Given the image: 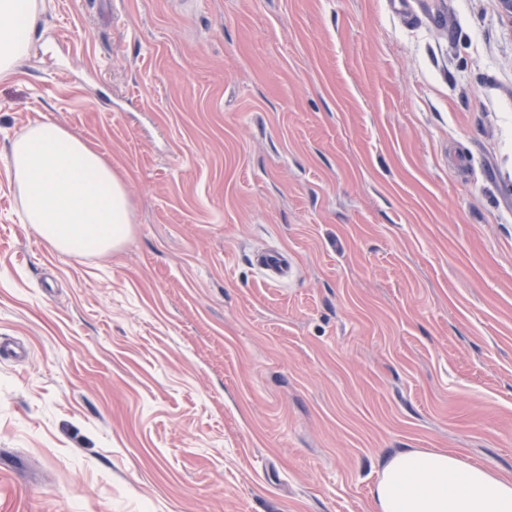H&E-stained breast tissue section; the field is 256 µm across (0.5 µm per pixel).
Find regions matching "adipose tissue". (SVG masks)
Masks as SVG:
<instances>
[{
  "mask_svg": "<svg viewBox=\"0 0 512 512\" xmlns=\"http://www.w3.org/2000/svg\"><path fill=\"white\" fill-rule=\"evenodd\" d=\"M43 0H0V84L28 56ZM9 163L24 217L55 251L103 255L129 237L125 178L61 125L38 122L15 137ZM374 512H512V476L462 455L404 448L392 453L372 490Z\"/></svg>",
  "mask_w": 512,
  "mask_h": 512,
  "instance_id": "obj_1",
  "label": "adipose tissue"
}]
</instances>
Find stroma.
Listing matches in <instances>:
<instances>
[{
    "label": "stroma",
    "mask_w": 512,
    "mask_h": 512,
    "mask_svg": "<svg viewBox=\"0 0 512 512\" xmlns=\"http://www.w3.org/2000/svg\"><path fill=\"white\" fill-rule=\"evenodd\" d=\"M33 40L0 85V512H372L403 448L512 475L498 0H46ZM44 121L124 174L117 251L22 220ZM256 263L273 279H286L293 273V262L276 250H265L256 255Z\"/></svg>",
    "instance_id": "1"
}]
</instances>
